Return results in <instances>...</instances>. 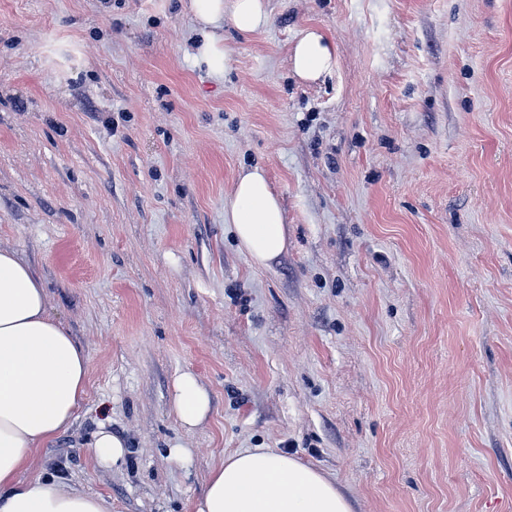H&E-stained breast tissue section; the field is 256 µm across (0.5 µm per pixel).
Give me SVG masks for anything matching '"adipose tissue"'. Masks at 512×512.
Returning <instances> with one entry per match:
<instances>
[{
  "label": "adipose tissue",
  "mask_w": 512,
  "mask_h": 512,
  "mask_svg": "<svg viewBox=\"0 0 512 512\" xmlns=\"http://www.w3.org/2000/svg\"><path fill=\"white\" fill-rule=\"evenodd\" d=\"M195 20L207 33L198 54L214 73L229 58L212 29L231 19L241 33L265 28V0H191ZM295 74L314 81L336 67V48L315 29L304 30L292 49ZM240 248L256 265L277 258L288 243L278 195L265 170L243 169L232 197L224 201ZM88 359L69 330L49 315L45 290L14 253L0 251V512H112L104 497L67 480H25L37 451L68 429L85 395ZM174 410L192 427L208 414L210 399L185 373L174 383ZM195 512H352L335 483L320 470L268 448L237 451L215 467L195 503Z\"/></svg>",
  "instance_id": "ef3b65f1"
}]
</instances>
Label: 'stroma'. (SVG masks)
<instances>
[{
    "label": "stroma",
    "mask_w": 512,
    "mask_h": 512,
    "mask_svg": "<svg viewBox=\"0 0 512 512\" xmlns=\"http://www.w3.org/2000/svg\"><path fill=\"white\" fill-rule=\"evenodd\" d=\"M188 4L0 0V250L89 366L27 478L193 512L224 456L271 448L352 512H512V0H267L220 29L221 75ZM309 27L338 60L313 82ZM252 165L288 227L265 267L224 222ZM231 21L242 34H253L269 22L266 0H232ZM291 59L294 73L299 78L314 81L336 68V48L327 36L309 28L294 44ZM199 57L208 68L216 74H224L229 65V58L222 45V40L212 32H205L203 42L198 48ZM173 401L178 419L186 427L200 423L210 409L208 393L189 373H184L175 380ZM92 453L99 464L114 465L127 453L124 441L103 424L95 434L91 445Z\"/></svg>",
    "instance_id": "stroma-1"
}]
</instances>
